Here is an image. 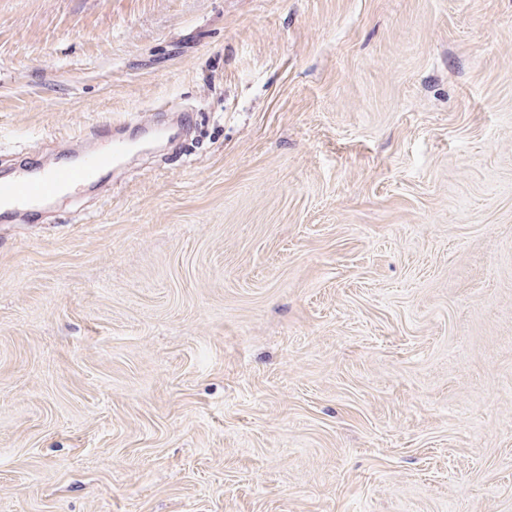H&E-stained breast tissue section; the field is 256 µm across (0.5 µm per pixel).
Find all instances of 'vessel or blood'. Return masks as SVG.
<instances>
[{
    "instance_id": "1",
    "label": "vessel or blood",
    "mask_w": 512,
    "mask_h": 512,
    "mask_svg": "<svg viewBox=\"0 0 512 512\" xmlns=\"http://www.w3.org/2000/svg\"><path fill=\"white\" fill-rule=\"evenodd\" d=\"M133 148L132 143L113 140L107 154H91L77 162L63 164L33 176L0 183V209L30 210L57 193L95 182L108 164H120Z\"/></svg>"
}]
</instances>
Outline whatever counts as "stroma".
I'll return each mask as SVG.
<instances>
[{
	"mask_svg": "<svg viewBox=\"0 0 512 512\" xmlns=\"http://www.w3.org/2000/svg\"><path fill=\"white\" fill-rule=\"evenodd\" d=\"M0 512H512V0H0ZM134 144L114 139L108 154L88 155L71 164H63L33 176H22L0 183V209L7 211L31 210L57 193L71 191L93 183L102 169L112 162L118 165Z\"/></svg>",
	"mask_w": 512,
	"mask_h": 512,
	"instance_id": "35a3bbf8",
	"label": "stroma"
}]
</instances>
